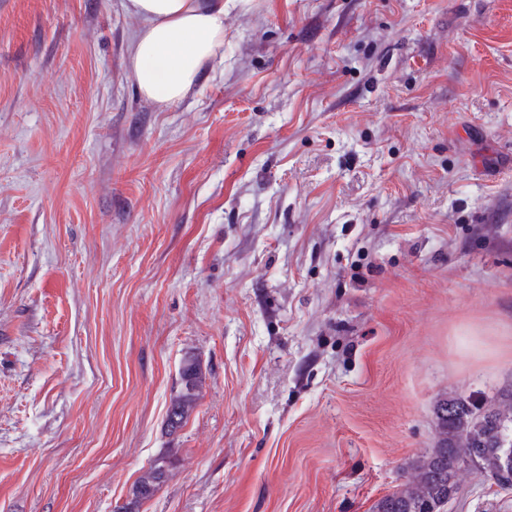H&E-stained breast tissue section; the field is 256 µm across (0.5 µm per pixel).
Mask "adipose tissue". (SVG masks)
Here are the masks:
<instances>
[{
    "mask_svg": "<svg viewBox=\"0 0 512 512\" xmlns=\"http://www.w3.org/2000/svg\"><path fill=\"white\" fill-rule=\"evenodd\" d=\"M143 24L129 50L141 96L172 106L224 46V0H125Z\"/></svg>",
    "mask_w": 512,
    "mask_h": 512,
    "instance_id": "obj_1",
    "label": "adipose tissue"
}]
</instances>
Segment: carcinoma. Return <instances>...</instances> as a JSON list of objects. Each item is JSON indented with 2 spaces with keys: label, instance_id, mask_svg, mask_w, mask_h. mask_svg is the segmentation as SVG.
Listing matches in <instances>:
<instances>
[{
  "label": "carcinoma",
  "instance_id": "1",
  "mask_svg": "<svg viewBox=\"0 0 512 512\" xmlns=\"http://www.w3.org/2000/svg\"><path fill=\"white\" fill-rule=\"evenodd\" d=\"M180 390L171 396L166 419L183 428L205 384L201 365L188 357L179 370ZM433 446L420 455L409 479L384 496L374 512H446L459 493V476L474 470L488 479L512 474V384L480 398L459 391L440 395L433 406ZM176 449L170 448L143 471L120 512H137L165 482Z\"/></svg>",
  "mask_w": 512,
  "mask_h": 512
}]
</instances>
